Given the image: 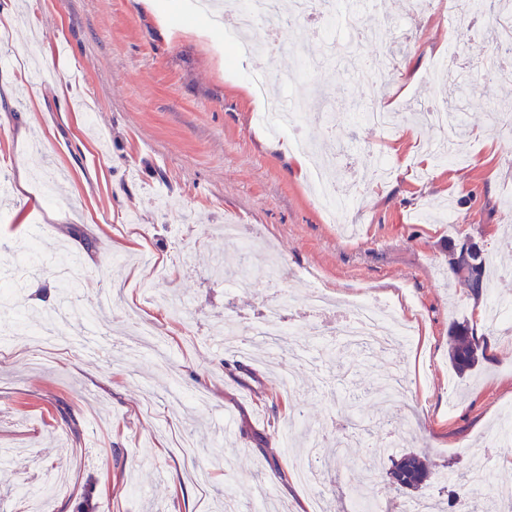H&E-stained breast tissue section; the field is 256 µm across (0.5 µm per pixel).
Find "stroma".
Returning <instances> with one entry per match:
<instances>
[{"label": "stroma", "instance_id": "obj_1", "mask_svg": "<svg viewBox=\"0 0 512 512\" xmlns=\"http://www.w3.org/2000/svg\"><path fill=\"white\" fill-rule=\"evenodd\" d=\"M0 0V256L38 241L45 269H0L24 276L27 314L0 343V448H20L0 465V500L13 499L16 469L32 483L63 473L51 512H221L233 494L239 512H312L291 466L310 430L327 447L355 423L368 429L374 456L346 443L318 452L315 491L325 512H356L367 484L378 512H401L410 494L390 484L392 459L424 457L425 494L450 508L448 473L483 465L493 483L512 486V437L499 426L512 413V334L484 313L512 297V127H494L491 104L512 105V79L489 81L491 8L443 0H379L364 26L392 21L390 42L361 48L383 79L361 85L323 50L315 26L283 23L288 49L228 64L234 43L210 20H179L186 0ZM461 53L468 99L462 145L439 162L448 133L434 122L401 119L384 130L354 121L362 107L428 111L448 98L440 58ZM319 60L314 79L299 58ZM267 67L277 97L303 99L298 130L272 135L257 120L254 70ZM324 161L343 195L359 205L329 219L299 158ZM56 170L48 189L19 184V167ZM244 239L219 236L225 221ZM139 244L127 248L130 235ZM483 244L492 268L488 292L474 297L448 277V245ZM123 256L117 267L113 256ZM248 278L227 289L215 263ZM187 299L190 318L145 305L156 345L131 358L136 327L122 315L142 284ZM329 300L306 310L311 287ZM391 301L418 333L389 354L357 352L334 335L361 291ZM300 336L328 346L289 362L272 345L229 348L219 327L261 316L281 295ZM100 308L93 325L70 318L56 350L33 359L28 325L64 305ZM467 321L484 351L458 374L448 358L452 323ZM99 353L84 352L89 333ZM419 384L405 399L385 397L393 367ZM206 394L172 406L174 386Z\"/></svg>", "mask_w": 512, "mask_h": 512}]
</instances>
